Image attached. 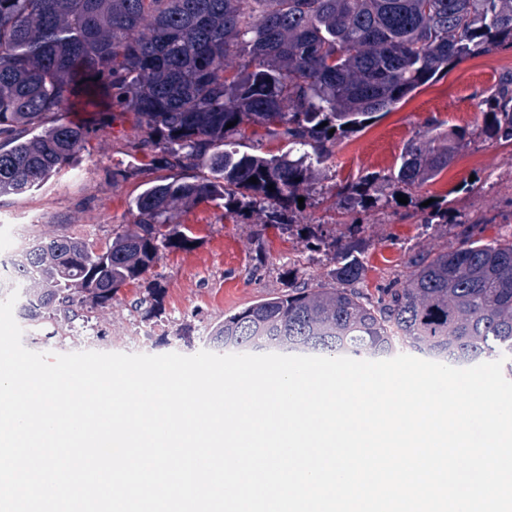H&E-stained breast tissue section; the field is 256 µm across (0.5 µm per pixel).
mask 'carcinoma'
Returning <instances> with one entry per match:
<instances>
[{
    "label": "carcinoma",
    "mask_w": 512,
    "mask_h": 512,
    "mask_svg": "<svg viewBox=\"0 0 512 512\" xmlns=\"http://www.w3.org/2000/svg\"><path fill=\"white\" fill-rule=\"evenodd\" d=\"M503 45L512 46V0H0V196L36 191L80 161L88 131L62 112L81 95L106 98L112 120L130 115L147 132L129 143L142 162L124 175L155 174L130 201L136 230L112 232L99 251L49 231L12 261L16 279L34 284L32 321L72 332L163 251L192 247L177 209L222 201L241 221L298 223L300 191L316 192L340 141L461 60ZM482 104V124L430 122L397 169L329 187L337 213L355 221L399 194L413 199L476 139L512 143V69ZM248 127L286 150H239ZM323 246L331 287L270 297L210 335L248 324L263 336H327L350 358L409 342L452 367L495 356L512 374V237L486 243L470 232L455 248L412 258L402 287L375 299L356 287L358 245Z\"/></svg>",
    "instance_id": "carcinoma-1"
}]
</instances>
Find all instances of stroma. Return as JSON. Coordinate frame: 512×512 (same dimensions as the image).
<instances>
[{"mask_svg":"<svg viewBox=\"0 0 512 512\" xmlns=\"http://www.w3.org/2000/svg\"><path fill=\"white\" fill-rule=\"evenodd\" d=\"M511 66L512 48L505 47L465 59L443 78L419 87L393 111L334 148L323 165L328 182L390 172L405 143L432 120L450 126L480 124V101L496 72ZM68 118L87 123V150L76 167L63 170L39 191L0 198L2 262L18 256L7 244L15 224L24 225L30 240L56 230L100 246L113 230L132 221L128 203L143 178H124L118 171L131 161L127 142L138 137V130L131 121L104 122L91 112H72ZM415 197L422 202L444 200L467 218L485 220L484 240L512 234V145L491 140L472 144L436 179L417 188ZM332 203L330 195H320L288 231L236 221L215 204L177 215V222L193 230L192 248L163 252L143 280L122 288L110 308L94 313L84 328L66 339L51 336L50 325L21 322L22 343L50 354L193 355L206 350L213 324L224 316L286 293L294 282L313 291L330 286L331 264L318 248L321 237L362 245L361 286L372 295L395 286L411 256L438 252L459 241L457 226H424L409 204L370 212L354 222L338 217ZM151 283L162 287L163 302L146 317L134 305Z\"/></svg>","mask_w":512,"mask_h":512,"instance_id":"obj_1","label":"stroma"}]
</instances>
